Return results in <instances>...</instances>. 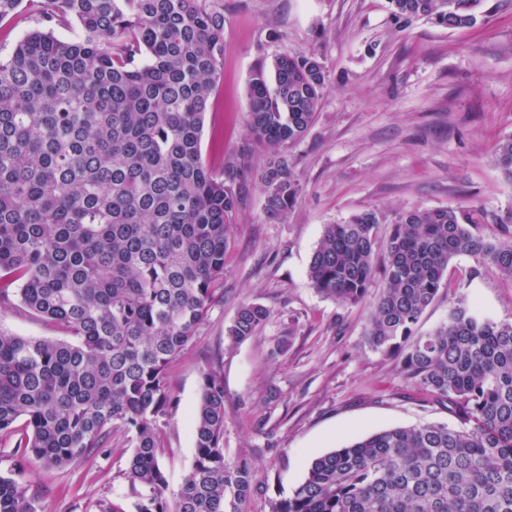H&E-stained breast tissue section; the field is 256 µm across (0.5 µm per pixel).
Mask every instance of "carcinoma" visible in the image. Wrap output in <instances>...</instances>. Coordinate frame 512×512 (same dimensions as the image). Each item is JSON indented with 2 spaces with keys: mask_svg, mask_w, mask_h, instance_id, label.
Masks as SVG:
<instances>
[{
  "mask_svg": "<svg viewBox=\"0 0 512 512\" xmlns=\"http://www.w3.org/2000/svg\"><path fill=\"white\" fill-rule=\"evenodd\" d=\"M483 2L388 0L399 19L451 30L474 27ZM22 7L48 26L0 59V308L66 338L0 330V434L25 420L23 455L63 469L105 454L123 430L135 512H244L255 473L224 455L218 363L202 373L192 467L170 491L158 441L172 403L167 371L208 315L244 189L261 184L272 221L301 195L282 148L313 122L328 71L301 51L275 56L271 79L259 65L250 143L218 178L201 139L223 76V0H0V22ZM75 23L76 39L56 37ZM494 160L512 179V136ZM485 220L479 208H414L384 242L375 210L325 225L312 287L359 305L381 274L367 302L370 348L399 357L405 379L461 427L386 429L319 456L269 512H512V322L460 304L447 324L412 335L452 259L476 257L512 280V236L474 232ZM270 317L241 304L228 341L248 340ZM0 512H39L21 473L0 474Z\"/></svg>",
  "mask_w": 512,
  "mask_h": 512,
  "instance_id": "obj_1",
  "label": "carcinoma"
}]
</instances>
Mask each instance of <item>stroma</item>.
I'll list each match as a JSON object with an SVG mask.
<instances>
[{"label": "stroma", "mask_w": 512, "mask_h": 512, "mask_svg": "<svg viewBox=\"0 0 512 512\" xmlns=\"http://www.w3.org/2000/svg\"><path fill=\"white\" fill-rule=\"evenodd\" d=\"M485 22L450 30L404 22L387 0H224V76L206 114L202 156L215 176L249 143L248 84L259 62L285 51L315 54L329 73L314 121L288 145L303 192L285 220H268L258 182L234 216L224 276L205 321L170 365L173 405L159 422L162 462L178 489L194 460L193 412L201 376L224 373V452L254 470L260 494L245 512H269L318 456L394 426L459 427L448 409L418 395L398 361L372 350L368 309L321 297L307 269L323 228L373 209L386 224L412 208L484 209L482 235L512 234V179L494 163L512 135V0H488ZM414 333L447 323L458 304L512 322V281L460 256ZM273 316L239 345L226 331L238 307ZM285 353H277L281 336ZM17 435L0 434V472L22 473L41 512H95L98 499L132 506L123 476L132 445L115 432L107 455L45 468L26 462Z\"/></svg>", "instance_id": "obj_1"}]
</instances>
